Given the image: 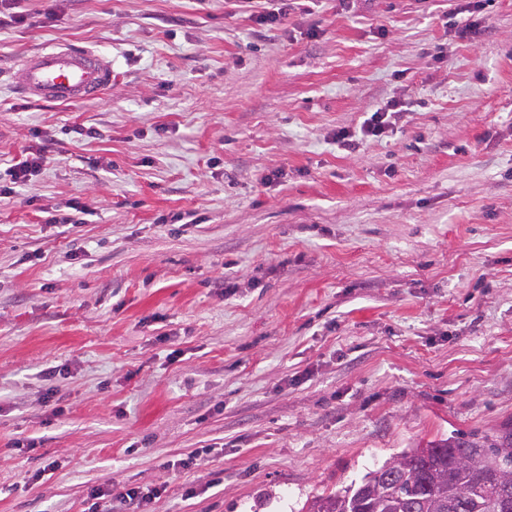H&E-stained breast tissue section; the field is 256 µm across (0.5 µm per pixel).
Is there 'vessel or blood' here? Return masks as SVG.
<instances>
[{
  "label": "vessel or blood",
  "mask_w": 512,
  "mask_h": 512,
  "mask_svg": "<svg viewBox=\"0 0 512 512\" xmlns=\"http://www.w3.org/2000/svg\"><path fill=\"white\" fill-rule=\"evenodd\" d=\"M17 80L32 99L74 105L111 89L112 62L85 46H52L21 57Z\"/></svg>",
  "instance_id": "1"
}]
</instances>
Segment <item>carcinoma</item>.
I'll list each match as a JSON object with an SVG mask.
<instances>
[{
	"mask_svg": "<svg viewBox=\"0 0 512 512\" xmlns=\"http://www.w3.org/2000/svg\"><path fill=\"white\" fill-rule=\"evenodd\" d=\"M480 452L481 469L454 464ZM307 512H512V429L496 438L451 436L412 448L359 481L313 500Z\"/></svg>",
	"mask_w": 512,
	"mask_h": 512,
	"instance_id": "carcinoma-1",
	"label": "carcinoma"
}]
</instances>
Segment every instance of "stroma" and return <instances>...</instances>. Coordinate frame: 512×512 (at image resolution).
Returning <instances> with one entry per match:
<instances>
[{
    "instance_id": "35a3bbf8",
    "label": "stroma",
    "mask_w": 512,
    "mask_h": 512,
    "mask_svg": "<svg viewBox=\"0 0 512 512\" xmlns=\"http://www.w3.org/2000/svg\"><path fill=\"white\" fill-rule=\"evenodd\" d=\"M19 7L0 169L45 163L0 204V512H302L512 428V0H300L274 39L236 0ZM69 43L105 95L16 93ZM389 107L372 112L370 117L365 120L360 129L363 138L383 136L392 126V118L403 111V106L397 102L390 103ZM161 490L158 488L147 489V492L140 490L131 489L128 490L125 495L122 496L124 503L127 506V510L124 512H145L146 507L154 499H157L161 495Z\"/></svg>"
}]
</instances>
